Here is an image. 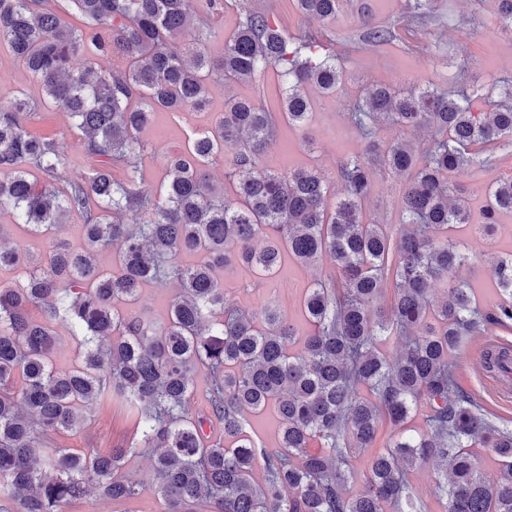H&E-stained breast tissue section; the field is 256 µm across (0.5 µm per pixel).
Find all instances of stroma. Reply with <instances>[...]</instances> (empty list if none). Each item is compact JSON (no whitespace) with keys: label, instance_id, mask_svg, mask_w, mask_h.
<instances>
[{"label":"stroma","instance_id":"35a3bbf8","mask_svg":"<svg viewBox=\"0 0 512 512\" xmlns=\"http://www.w3.org/2000/svg\"><path fill=\"white\" fill-rule=\"evenodd\" d=\"M251 2L272 11L276 23L290 35H330L335 40L336 52L342 55L346 70L344 83L332 95L311 92L313 115L308 127L298 130L280 126L274 144L263 157L264 166L272 171L288 168L321 171L333 196L341 192L336 177L340 162L364 149L361 133L348 121L347 112L367 85L380 83L398 90L411 86L431 90L452 88L467 92L480 86L484 97L475 101L474 106L486 111L497 98L493 82L512 78V33L501 29L495 0H433L435 21L410 31L402 25L406 0H341L335 19L328 24L298 13L292 0ZM365 3L369 4V13L376 23L392 26L395 33L392 42L361 41L358 18ZM284 88V78L269 70L247 83L211 82L206 110L184 111L176 117L166 112L156 113L142 133L143 140L152 148L143 166L145 188L151 191L158 188L166 175L164 154L183 148L193 132L208 126L223 112L226 99L251 97L275 108ZM19 89L28 91L39 102L29 120V131L54 137L65 145L62 178L89 172L93 161L79 148L77 134L70 128L65 113L42 102L39 84L23 63L6 46L0 45V107L10 106L14 91ZM507 177H512V158L481 171L469 168L459 173L457 183L469 199L473 222L481 220L487 185ZM402 185L401 176L378 170L364 205L365 221L398 227ZM455 238L473 256L465 276L477 302L484 308L493 307L498 301L493 266L498 259L512 256V213L499 215L490 234L474 236L463 229L456 232ZM332 274L333 269L326 262L306 267L289 262L274 284L257 281L248 273L238 274L228 297L236 306L250 312L258 310L266 301H275L303 335L310 330L302 314L306 290ZM479 343V338H464L455 357L459 382L485 414L497 423L512 427V403L499 399L497 379L471 356ZM88 412L90 420L85 428L52 436V444L76 450L108 451L125 447L131 441L134 419L125 403L103 398L93 402ZM150 465V458L145 454L128 458L125 464L128 474L144 481L134 499L117 503L91 496L71 502L65 512H163L160 491L144 480Z\"/></svg>","mask_w":512,"mask_h":512}]
</instances>
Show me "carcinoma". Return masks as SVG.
Here are the masks:
<instances>
[{"label": "carcinoma", "instance_id": "obj_1", "mask_svg": "<svg viewBox=\"0 0 512 512\" xmlns=\"http://www.w3.org/2000/svg\"><path fill=\"white\" fill-rule=\"evenodd\" d=\"M431 2L408 0L407 24L434 20ZM296 3L325 23L339 8V0ZM229 8L239 21L224 55L213 58L189 0H0V43L74 120L79 146L95 161L90 174L55 187L63 147L27 129L35 102L17 90L0 109V211L49 243L42 262L25 245L2 243L8 228L0 224V270L26 273L0 289V492L10 493L16 512H64L91 493L128 501L143 481L124 472L125 463L145 452L165 512H425L408 470L432 461L443 466L435 495L446 512H512V429L479 412L452 360L464 337L512 323V258L495 267L499 302L481 308L456 279L469 257L448 237L450 225L469 223L456 175L494 164L500 144L512 142V81L490 112L474 111V92L366 87L347 115L364 150L341 163L342 198L332 201L315 170L261 165L276 120L309 125L308 89L332 94L342 83L331 43L288 37L247 0H202L209 16ZM67 15L82 26H69ZM393 38L363 15L361 41ZM84 52L120 63L102 69L89 61L76 71L73 59ZM268 68L288 77L279 115L250 98L225 102L211 126L166 155L165 183L142 187L148 145L140 133L155 112L200 109L209 81L249 82ZM383 121L432 136L382 146ZM226 145L234 147L231 199L208 171ZM115 167L124 179L114 178ZM381 168L406 178L397 233L360 219ZM485 200L482 224H493L512 211V180L491 183ZM71 213L85 216L81 249L56 237ZM114 247L117 274L99 264ZM187 254L202 262L183 265ZM287 257L301 265L326 259L336 271L303 300L312 326L305 336L275 306L238 309L215 277L220 269L269 278ZM149 282L178 286L162 324L124 310ZM437 282L446 285L440 296ZM389 287V304L376 308ZM33 305L38 320L28 315ZM65 332L83 338V358L58 370L53 357ZM387 337L400 345L393 357L378 348ZM201 372L204 417L193 412ZM105 397L133 411L129 447H47L46 435L81 428L86 407ZM269 408L278 446L260 448L247 416ZM413 413L422 425L407 435L400 427ZM386 424L391 433L370 458L366 491L352 495L351 461L375 447ZM477 444L499 458L498 479L483 477L470 451Z\"/></svg>", "mask_w": 512, "mask_h": 512}]
</instances>
